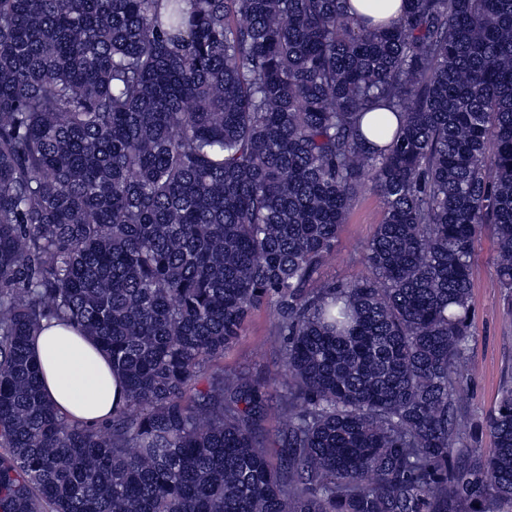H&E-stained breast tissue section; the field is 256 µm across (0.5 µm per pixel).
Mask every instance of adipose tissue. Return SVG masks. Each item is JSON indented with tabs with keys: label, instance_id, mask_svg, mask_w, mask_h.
Returning <instances> with one entry per match:
<instances>
[{
	"label": "adipose tissue",
	"instance_id": "obj_1",
	"mask_svg": "<svg viewBox=\"0 0 512 512\" xmlns=\"http://www.w3.org/2000/svg\"><path fill=\"white\" fill-rule=\"evenodd\" d=\"M43 370L44 393L62 413L94 423L124 404L123 379L96 341L51 322L31 346Z\"/></svg>",
	"mask_w": 512,
	"mask_h": 512
}]
</instances>
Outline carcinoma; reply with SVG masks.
Wrapping results in <instances>:
<instances>
[{
    "mask_svg": "<svg viewBox=\"0 0 512 512\" xmlns=\"http://www.w3.org/2000/svg\"><path fill=\"white\" fill-rule=\"evenodd\" d=\"M349 3L0 0V512H512V377L491 448L460 400L487 224L512 307V0ZM366 187L369 275L323 279ZM264 304L275 393L221 365ZM51 319L112 419L47 400ZM381 1L382 3H371ZM352 7L360 14L387 18L397 16L406 6L403 0H351ZM31 352L43 370L46 398L62 413L94 423L124 404L123 379L96 341L52 321Z\"/></svg>",
    "mask_w": 512,
    "mask_h": 512,
    "instance_id": "carcinoma-1",
    "label": "carcinoma"
}]
</instances>
